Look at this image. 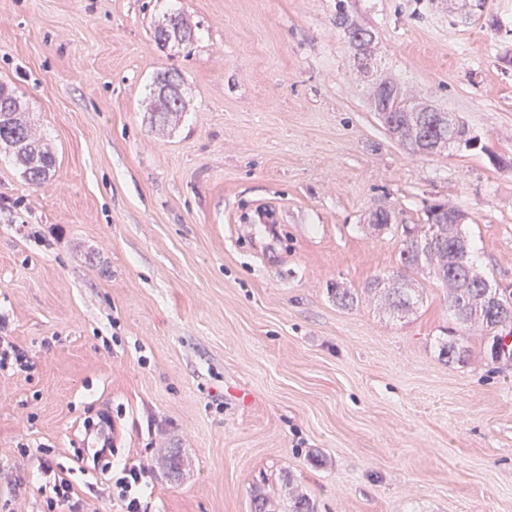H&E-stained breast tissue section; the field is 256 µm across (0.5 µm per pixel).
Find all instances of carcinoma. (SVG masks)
I'll use <instances>...</instances> for the list:
<instances>
[{"instance_id": "cac0c4a2", "label": "carcinoma", "mask_w": 512, "mask_h": 512, "mask_svg": "<svg viewBox=\"0 0 512 512\" xmlns=\"http://www.w3.org/2000/svg\"><path fill=\"white\" fill-rule=\"evenodd\" d=\"M177 19L182 33L172 42L188 44L193 31L179 13H171L155 26L156 40H161L170 21ZM336 25L343 29L349 45L356 53H371L373 36L370 31L353 20L349 0H336ZM374 110L388 114L384 125L398 141L408 145L414 153H434L442 134L448 113L439 112L430 105L416 102L400 84L389 79H379L370 91ZM154 117L159 124L186 111L187 103L179 89L164 94L155 93ZM0 146L7 149L21 166L25 179L41 186L53 176L55 159L42 143L27 116V108L14 90L0 84ZM462 213L445 204H435L426 210V229L418 235H405L400 251V267L388 276L377 278L368 290L383 289V298L389 309L396 312L411 310L417 302L412 288V274L433 268L436 279L448 287V307L465 327V335L455 336L440 344V355L448 363H465L470 346L468 336L480 333L490 341V355L495 360H512V291L493 288L494 298L486 295L485 280L475 275L469 243L459 244L460 232L448 234V219ZM336 303L351 308L358 302L352 288L332 289ZM288 512H315V504L304 493H294L289 498Z\"/></svg>"}]
</instances>
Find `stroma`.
Wrapping results in <instances>:
<instances>
[{"instance_id":"1","label":"stroma","mask_w":512,"mask_h":512,"mask_svg":"<svg viewBox=\"0 0 512 512\" xmlns=\"http://www.w3.org/2000/svg\"><path fill=\"white\" fill-rule=\"evenodd\" d=\"M351 4L367 73L336 0H0V83L56 158L36 187L0 148V334L31 364L0 375L13 512H68L23 444L122 512L75 455L103 413L114 461L147 468L141 512H254L258 490L288 512L292 488L316 512H512V361L477 338L445 362L463 327L428 272L406 313L366 291L438 203L512 290V0ZM170 12L191 43L157 44ZM167 71L188 109L162 128ZM385 77L474 146L409 152L364 92ZM336 25L343 29L349 45L359 53L371 56L370 45L373 36L370 31L353 20L349 0H336ZM172 18H176L178 20V23L180 25V29L182 30V33L180 35V39L177 40L176 33L174 30L169 29V24ZM167 29V32H171L173 35L172 41L174 43L179 44H188L193 40V31L191 26L187 23L186 19L180 14V13H171L167 17L164 16V20L162 22H159L154 29L155 38L160 43V40L162 36L165 34Z\"/></svg>"}]
</instances>
